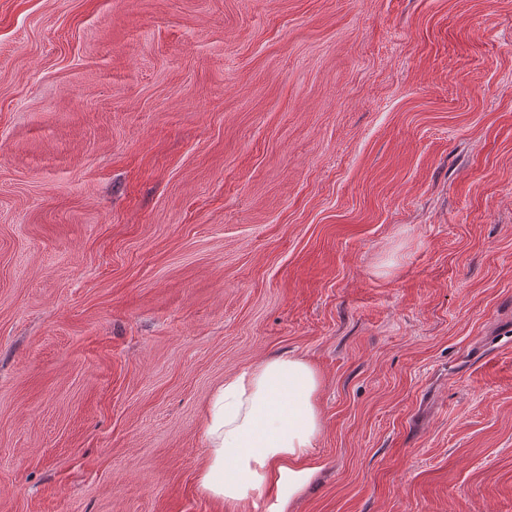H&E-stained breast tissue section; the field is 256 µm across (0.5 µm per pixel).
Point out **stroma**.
Returning <instances> with one entry per match:
<instances>
[{
    "label": "stroma",
    "mask_w": 512,
    "mask_h": 512,
    "mask_svg": "<svg viewBox=\"0 0 512 512\" xmlns=\"http://www.w3.org/2000/svg\"><path fill=\"white\" fill-rule=\"evenodd\" d=\"M319 373L289 512H512V0H0V512L203 495ZM320 378L300 357L265 360L224 380L204 422L201 491L230 505L276 495L268 512H288L315 471L306 465L322 428Z\"/></svg>",
    "instance_id": "stroma-1"
}]
</instances>
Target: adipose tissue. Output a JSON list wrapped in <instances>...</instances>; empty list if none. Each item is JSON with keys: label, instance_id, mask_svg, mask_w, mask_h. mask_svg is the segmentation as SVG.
Here are the masks:
<instances>
[{"label": "adipose tissue", "instance_id": "ef3b65f1", "mask_svg": "<svg viewBox=\"0 0 512 512\" xmlns=\"http://www.w3.org/2000/svg\"><path fill=\"white\" fill-rule=\"evenodd\" d=\"M319 387L316 370L289 356L226 379L205 417L201 491L233 506L265 498L267 512H288L314 473L307 460L322 428Z\"/></svg>", "mask_w": 512, "mask_h": 512}]
</instances>
